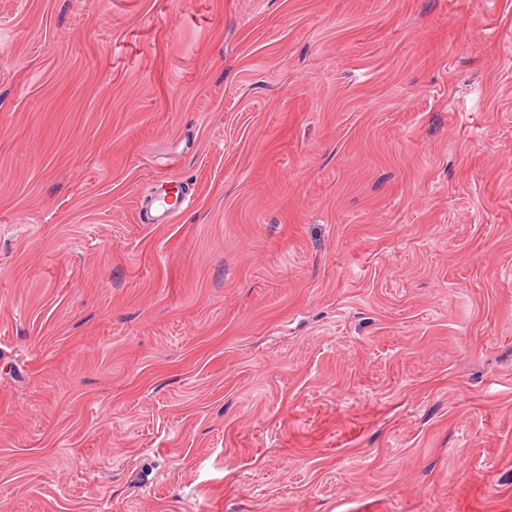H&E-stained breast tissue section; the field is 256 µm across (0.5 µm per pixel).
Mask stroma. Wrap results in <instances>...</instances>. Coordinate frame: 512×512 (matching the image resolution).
<instances>
[{"label":"stroma","mask_w":512,"mask_h":512,"mask_svg":"<svg viewBox=\"0 0 512 512\" xmlns=\"http://www.w3.org/2000/svg\"><path fill=\"white\" fill-rule=\"evenodd\" d=\"M0 512H512V0H0ZM191 201L189 183L182 180H170L154 192L146 210L149 224H166L168 218L183 211Z\"/></svg>","instance_id":"35a3bbf8"}]
</instances>
